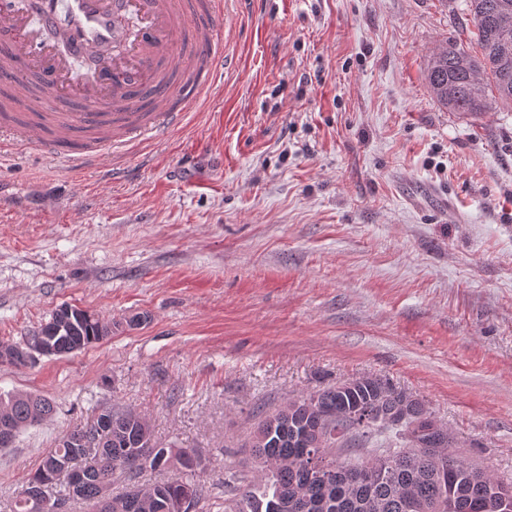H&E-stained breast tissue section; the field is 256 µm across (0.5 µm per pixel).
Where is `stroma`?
Here are the masks:
<instances>
[{
    "instance_id": "obj_1",
    "label": "stroma",
    "mask_w": 512,
    "mask_h": 512,
    "mask_svg": "<svg viewBox=\"0 0 512 512\" xmlns=\"http://www.w3.org/2000/svg\"><path fill=\"white\" fill-rule=\"evenodd\" d=\"M231 69L167 138L72 169L0 158V342L62 305L111 323L83 350L0 362L55 414L0 448L11 512L49 448L132 410L196 449L216 494L252 472L258 415L363 375L423 399L512 482V106L448 111L430 55L465 0H232Z\"/></svg>"
}]
</instances>
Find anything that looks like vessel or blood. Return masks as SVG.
<instances>
[{
  "label": "vessel or blood",
  "mask_w": 512,
  "mask_h": 512,
  "mask_svg": "<svg viewBox=\"0 0 512 512\" xmlns=\"http://www.w3.org/2000/svg\"><path fill=\"white\" fill-rule=\"evenodd\" d=\"M226 44L224 0H11L0 10V81H35L58 110L50 137L37 124L0 125V149L84 165L101 154L70 148L75 132L117 124L129 142L163 138L217 84Z\"/></svg>",
  "instance_id": "vessel-or-blood-1"
}]
</instances>
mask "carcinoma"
Masks as SVG:
<instances>
[{
    "label": "carcinoma",
    "mask_w": 512,
    "mask_h": 512,
    "mask_svg": "<svg viewBox=\"0 0 512 512\" xmlns=\"http://www.w3.org/2000/svg\"><path fill=\"white\" fill-rule=\"evenodd\" d=\"M475 23L479 52L448 41L431 55L425 70L430 95L450 112L480 116L512 104V0H466ZM56 309L48 322L6 349L30 352L51 343L65 355L98 343L112 327L85 311ZM55 413L51 401L28 393L0 397V432L12 437ZM421 416L432 419L429 443L410 435ZM103 442V452L74 477L59 466L81 456L85 442ZM454 438L433 419L424 401L377 376L332 383L281 403L259 416L249 451L261 478L224 472V512H485L493 497H507L500 512H512V485L450 451ZM356 449L360 461H336V449ZM174 468L178 477L148 488L133 486L102 503L110 475L133 480L143 468ZM194 448L174 453L157 446L150 425L134 411H101L89 424L68 431L43 457L15 502L13 512H44L31 489L46 481L65 501L82 499L92 512H174L188 495L199 505L209 490L197 478Z\"/></svg>",
    "instance_id": "obj_1"
}]
</instances>
